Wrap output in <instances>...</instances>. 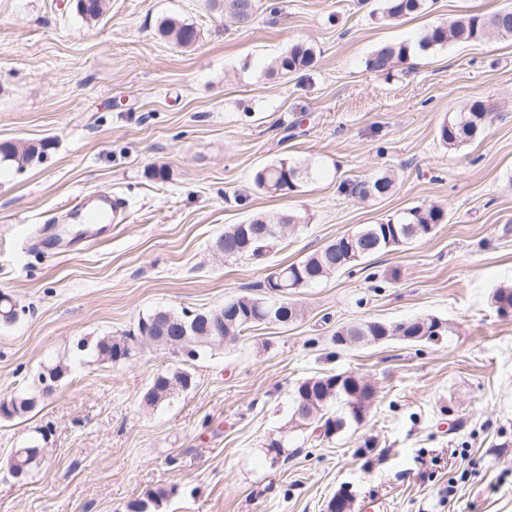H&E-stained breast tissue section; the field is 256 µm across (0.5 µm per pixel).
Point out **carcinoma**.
<instances>
[{
    "mask_svg": "<svg viewBox=\"0 0 512 512\" xmlns=\"http://www.w3.org/2000/svg\"><path fill=\"white\" fill-rule=\"evenodd\" d=\"M211 8L221 11L231 22L247 27L251 25L260 9L275 15L280 8L275 4L262 6L260 0H210ZM424 10V0H380L379 18L395 21L418 14ZM158 31L161 36L173 40L179 47H188L196 42L197 31L191 24L177 18L168 17L160 21ZM494 35L503 39H512V9H500L492 14H466L447 24L433 25L427 28L412 47L407 42L387 43L374 50L366 60V67L380 75L390 76L394 68L406 61L415 50L428 51L444 48L455 43L478 42ZM314 61V50L303 43L294 44L284 56L274 59L268 67V75L299 73L308 69ZM489 112L479 102L462 107L451 118L443 121L439 127V137L450 148H456L473 141L484 129ZM47 149L44 141L34 145L32 142L0 145V163L11 162L20 157L29 163L42 157ZM302 170L286 159H280L259 167L253 173L252 182L256 189L267 194H279L297 187ZM393 179L389 176L378 177L372 181H354L344 185L349 195L366 199L381 198L390 193ZM444 208L437 205L416 206L403 210L380 224H366L358 229L356 239L344 235L307 255L270 273L265 282L269 297L257 298L243 294L224 302V305L202 310L204 316L197 327V332L220 329L224 341L193 345L188 359L195 360L201 354L235 343L250 329L267 323L268 314L282 325L297 321L302 309L288 301L281 292L275 291L279 282L288 286L293 293L299 288H306L332 275L352 269L362 261L382 252L393 251L413 240L431 236L438 225L445 223ZM305 223V217L285 213L268 217L255 215L243 224H230L224 227L215 241L216 249L226 258L259 259L277 249L286 239L281 227L291 232L296 226ZM175 318L181 313L172 310H155L138 320L135 336L126 337L127 343L121 344L114 336H103L89 344L82 341L78 349L106 362L123 364L132 357V353L145 345H152L151 328L155 319L165 316ZM447 332V323L434 316L417 317L396 324L381 321H367L343 326L336 330V345H367L384 337L426 336L433 340ZM175 371L163 369L153 378L144 392L141 404L154 408L171 400L168 395V380ZM45 394L42 383H37L29 392L13 397L8 401L11 408L1 410L5 403H0V415L5 417L21 416L32 411L38 398ZM375 398L373 386L364 378L353 373L327 374L306 378L297 383L292 392L291 413L288 423L297 428L303 424L312 429L326 427L325 438L329 439L344 431L351 423H359L351 405H372ZM39 436L33 435L15 451L12 468L30 472L36 468L42 456L33 451L40 445ZM169 496L166 490H149L144 497L129 505V512H151L160 506Z\"/></svg>",
    "mask_w": 512,
    "mask_h": 512,
    "instance_id": "carcinoma-1",
    "label": "carcinoma"
}]
</instances>
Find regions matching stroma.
<instances>
[{"label": "stroma", "mask_w": 512, "mask_h": 512, "mask_svg": "<svg viewBox=\"0 0 512 512\" xmlns=\"http://www.w3.org/2000/svg\"><path fill=\"white\" fill-rule=\"evenodd\" d=\"M238 28L209 0H110L96 22L72 0H0V143L48 141L41 160L0 164V293L18 317L0 324V402L43 367L68 370L23 417H0V512H128L149 489L156 512H512V39L490 37L412 55L391 77L367 69L389 42L512 0H429L398 21L378 0H280ZM192 24L190 47L159 35ZM306 71L267 77L295 43ZM492 113L455 149L438 129L464 104ZM289 158L306 177L280 195L256 168ZM393 172L365 201L344 184ZM109 194L127 218L88 246L73 204ZM443 205L428 239L365 260L292 297L303 319L264 324L188 362L145 348L112 365L79 339L121 336L157 310H207L265 297L277 266L405 208ZM299 212L306 224L264 259L214 250L225 225ZM59 240L57 249L44 245ZM436 316L444 336L341 347L342 326ZM188 368L195 386L148 409L158 370ZM356 372L375 388L365 418L321 441L288 427L305 378ZM51 430L40 466L17 481L14 448ZM287 437L270 460L265 448ZM161 36L171 38L179 47H188L196 42L197 31L192 24L174 17L164 18L158 25Z\"/></svg>", "instance_id": "35a3bbf8"}]
</instances>
